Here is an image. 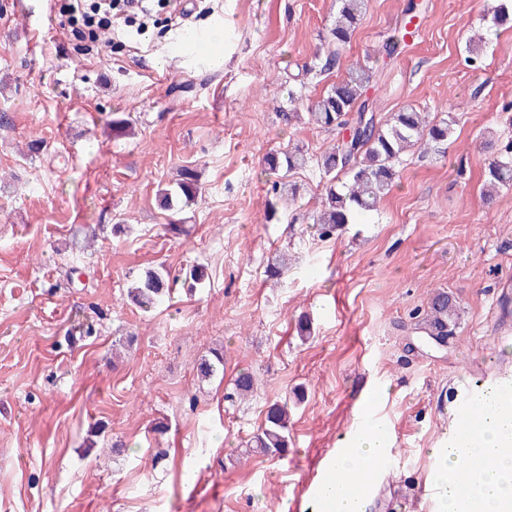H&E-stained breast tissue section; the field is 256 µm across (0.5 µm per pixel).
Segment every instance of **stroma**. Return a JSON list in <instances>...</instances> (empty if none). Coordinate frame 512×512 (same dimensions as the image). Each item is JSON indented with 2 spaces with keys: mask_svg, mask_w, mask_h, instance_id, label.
I'll list each match as a JSON object with an SVG mask.
<instances>
[{
  "mask_svg": "<svg viewBox=\"0 0 512 512\" xmlns=\"http://www.w3.org/2000/svg\"><path fill=\"white\" fill-rule=\"evenodd\" d=\"M407 2L370 0L340 66L298 82L326 52L336 0H196L179 20L151 0L89 53L58 0H0V512H311L316 462L357 433L374 389L389 452L367 512H436L435 451L460 402L512 377V188L484 200L481 148L512 142V29L493 25L487 0H421L407 47L379 57ZM214 16L223 70L173 54L182 29ZM476 34L491 44L472 68ZM363 64L381 73L379 120L452 114V137L403 156L378 209L333 237L312 229L325 196L313 162L269 218L264 156L313 158L342 136L288 113ZM116 117L131 131L115 135ZM186 167L196 205L163 210L158 185ZM280 252L292 266L274 286L263 269ZM196 264L207 281L158 308L126 296L147 270L181 278ZM440 288L460 305L443 347L411 319ZM78 323L92 335L69 340ZM219 347L223 379L200 380L198 358ZM243 369L258 391L233 405ZM284 399L287 453L243 458Z\"/></svg>",
  "mask_w": 512,
  "mask_h": 512,
  "instance_id": "stroma-1",
  "label": "stroma"
}]
</instances>
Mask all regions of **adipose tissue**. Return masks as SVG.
Instances as JSON below:
<instances>
[{
  "mask_svg": "<svg viewBox=\"0 0 512 512\" xmlns=\"http://www.w3.org/2000/svg\"><path fill=\"white\" fill-rule=\"evenodd\" d=\"M479 428L441 449V468L431 483L439 512H512V404L498 389L485 390L475 403ZM387 453L383 439L368 433L342 449L333 461L334 479L321 494L331 500L335 512H366L368 492L357 487L361 473ZM481 459L473 470L469 490H461L456 474L462 460Z\"/></svg>",
  "mask_w": 512,
  "mask_h": 512,
  "instance_id": "obj_1",
  "label": "adipose tissue"
}]
</instances>
